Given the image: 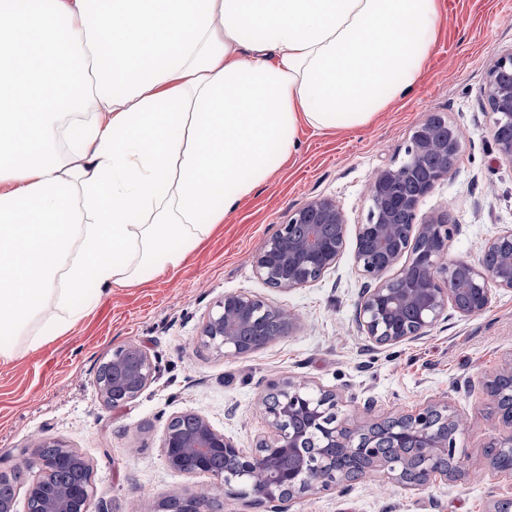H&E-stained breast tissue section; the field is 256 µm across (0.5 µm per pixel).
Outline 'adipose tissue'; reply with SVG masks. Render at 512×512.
<instances>
[{"instance_id": "ef3b65f1", "label": "adipose tissue", "mask_w": 512, "mask_h": 512, "mask_svg": "<svg viewBox=\"0 0 512 512\" xmlns=\"http://www.w3.org/2000/svg\"><path fill=\"white\" fill-rule=\"evenodd\" d=\"M441 0H0V365L418 83Z\"/></svg>"}]
</instances>
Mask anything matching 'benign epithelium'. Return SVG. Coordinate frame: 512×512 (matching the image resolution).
<instances>
[{"label": "benign epithelium", "mask_w": 512, "mask_h": 512, "mask_svg": "<svg viewBox=\"0 0 512 512\" xmlns=\"http://www.w3.org/2000/svg\"><path fill=\"white\" fill-rule=\"evenodd\" d=\"M512 50L497 55L481 89L493 118L501 159L512 163ZM465 133L449 120L438 127L427 119L412 134L406 158L376 170L367 185L366 222L356 225L354 263L363 288L357 304L358 332L377 346L417 340L452 309L463 317L487 310L491 286L512 290V227L491 238L476 262L447 259L457 225L445 212L416 221L419 204L448 175ZM347 223L329 198L307 201L288 214L279 232L256 254V273L270 287L291 290L320 280L343 255ZM398 269L393 278L386 277ZM288 310L248 292L218 299L208 314L201 344L226 356H243L290 333ZM108 377L96 375L103 401L111 406L137 398L154 380L156 365L141 347L130 345L104 362ZM500 430L484 448L487 464L502 472L512 461V358L479 381ZM339 400L329 390L315 394L301 382H272L258 405L271 432L249 452L197 413L175 416L161 443L171 469L205 474L218 490L257 502L291 500L312 491L345 488L370 471L410 491L436 478L464 474L456 437L467 421L448 404H429L413 414H397L368 426L338 420ZM53 448L48 456L43 449ZM37 475L26 488L29 512H91V472L84 460L60 441H38L24 459ZM200 494L170 496L160 512H203Z\"/></svg>", "instance_id": "benign-epithelium-1"}]
</instances>
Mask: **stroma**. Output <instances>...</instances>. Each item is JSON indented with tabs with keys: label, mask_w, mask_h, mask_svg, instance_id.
Instances as JSON below:
<instances>
[{
	"label": "stroma",
	"mask_w": 512,
	"mask_h": 512,
	"mask_svg": "<svg viewBox=\"0 0 512 512\" xmlns=\"http://www.w3.org/2000/svg\"><path fill=\"white\" fill-rule=\"evenodd\" d=\"M512 48V0H442L441 33L414 91L367 127H300L298 149L230 213L183 265L149 282L114 288L68 334L0 366V469L31 456L35 439L62 440L89 465L93 512H157L173 493L215 494L219 512H271L268 503L214 493L205 475L172 470L162 451L166 423L192 411L240 447H255L267 426L255 413L269 382L294 379L330 390L339 419L369 424L445 401L470 427L457 440L467 475L436 479L413 493L377 491L369 474L344 491L282 502L280 512H490L512 493V473L486 472L484 448L499 430L489 404L468 381L512 356V290L496 288L474 317L449 313L426 336L378 347L358 335L354 315L362 281L345 250L319 281L285 292L256 273L255 254L295 210L332 198L348 226L364 223L366 184L399 164L414 129L430 116L466 137L448 176L424 197L419 215L446 212L459 231L451 259L478 260L486 242L512 227V164L499 158L481 89L497 53ZM247 291L288 309V336L251 354L227 357L202 347L203 324L224 294ZM136 345L157 365L134 400L112 407L95 383L113 351ZM373 397L365 410L364 397Z\"/></svg>",
	"instance_id": "1"
}]
</instances>
